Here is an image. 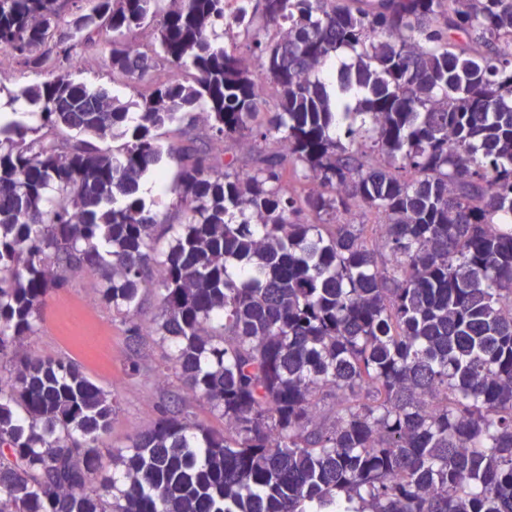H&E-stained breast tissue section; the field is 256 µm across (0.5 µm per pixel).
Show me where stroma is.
Returning a JSON list of instances; mask_svg holds the SVG:
<instances>
[{"instance_id":"1","label":"stroma","mask_w":512,"mask_h":512,"mask_svg":"<svg viewBox=\"0 0 512 512\" xmlns=\"http://www.w3.org/2000/svg\"><path fill=\"white\" fill-rule=\"evenodd\" d=\"M76 58L75 76L89 89L106 90L124 101L131 98L129 88L112 80L106 45L78 51ZM99 288L97 276L83 273L73 277L71 288L51 293L37 334L21 340L18 355L73 359L88 377L116 397L119 408L103 439L106 450L121 448L135 432L151 427L166 407H188L198 422L223 430V420L211 413L208 404L189 396L175 378L158 376L169 348L148 336L132 340L102 301ZM134 361L139 364L135 372L130 369Z\"/></svg>"}]
</instances>
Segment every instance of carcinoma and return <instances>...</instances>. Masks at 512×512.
I'll return each mask as SVG.
<instances>
[{
  "mask_svg": "<svg viewBox=\"0 0 512 512\" xmlns=\"http://www.w3.org/2000/svg\"><path fill=\"white\" fill-rule=\"evenodd\" d=\"M107 33L131 102L73 79ZM0 51L53 75L0 122L11 512H512V0H0ZM167 159L177 224L140 196ZM74 271L129 336L155 291L160 373L224 432L165 408L104 473L116 398L15 352Z\"/></svg>",
  "mask_w": 512,
  "mask_h": 512,
  "instance_id": "carcinoma-1",
  "label": "carcinoma"
}]
</instances>
